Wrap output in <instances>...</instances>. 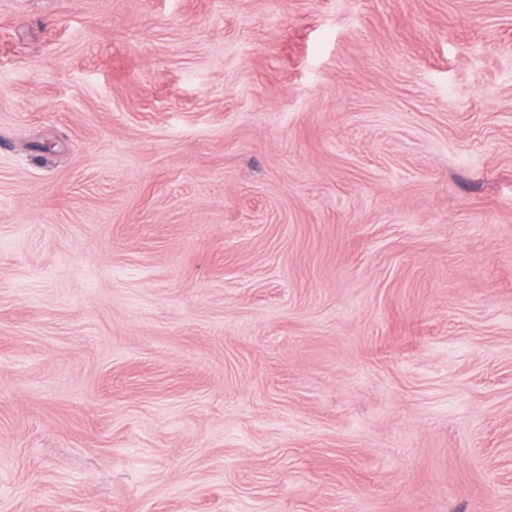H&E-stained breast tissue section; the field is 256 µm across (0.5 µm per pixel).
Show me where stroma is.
I'll return each instance as SVG.
<instances>
[{
	"mask_svg": "<svg viewBox=\"0 0 512 512\" xmlns=\"http://www.w3.org/2000/svg\"><path fill=\"white\" fill-rule=\"evenodd\" d=\"M0 512H512V0H0Z\"/></svg>",
	"mask_w": 512,
	"mask_h": 512,
	"instance_id": "1",
	"label": "stroma"
}]
</instances>
